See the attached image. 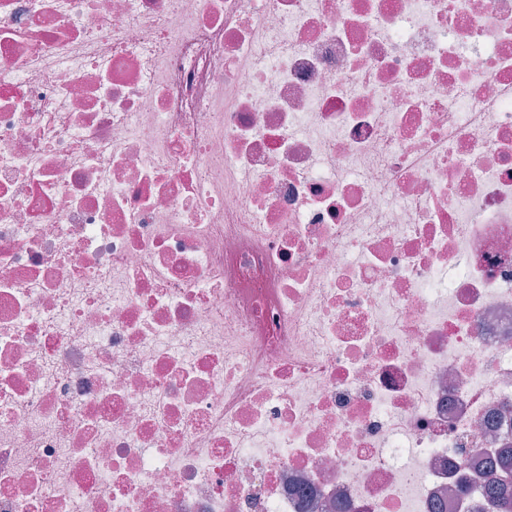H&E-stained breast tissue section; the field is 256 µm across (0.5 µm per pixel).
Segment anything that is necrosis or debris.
<instances>
[{
  "mask_svg": "<svg viewBox=\"0 0 512 512\" xmlns=\"http://www.w3.org/2000/svg\"><path fill=\"white\" fill-rule=\"evenodd\" d=\"M512 0H0V512H490Z\"/></svg>",
  "mask_w": 512,
  "mask_h": 512,
  "instance_id": "1",
  "label": "necrosis or debris"
}]
</instances>
